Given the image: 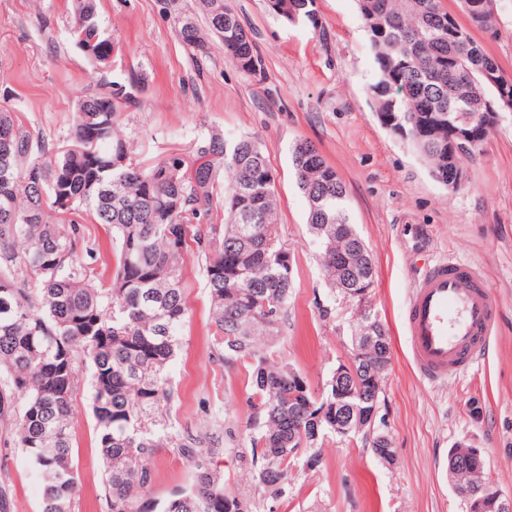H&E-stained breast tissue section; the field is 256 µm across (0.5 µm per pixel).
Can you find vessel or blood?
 Masks as SVG:
<instances>
[{
    "label": "vessel or blood",
    "instance_id": "1",
    "mask_svg": "<svg viewBox=\"0 0 512 512\" xmlns=\"http://www.w3.org/2000/svg\"><path fill=\"white\" fill-rule=\"evenodd\" d=\"M498 315L492 292L462 262L429 265L405 307L408 350L418 373L445 381L473 362Z\"/></svg>",
    "mask_w": 512,
    "mask_h": 512
}]
</instances>
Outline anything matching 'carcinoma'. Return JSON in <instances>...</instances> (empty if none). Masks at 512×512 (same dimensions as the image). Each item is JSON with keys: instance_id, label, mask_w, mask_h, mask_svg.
Masks as SVG:
<instances>
[{"instance_id": "obj_1", "label": "carcinoma", "mask_w": 512, "mask_h": 512, "mask_svg": "<svg viewBox=\"0 0 512 512\" xmlns=\"http://www.w3.org/2000/svg\"><path fill=\"white\" fill-rule=\"evenodd\" d=\"M159 12L193 56L210 52V37L234 65L249 74L263 64L250 32L226 0H157ZM308 0H284L285 22H306ZM369 35L374 111L392 112L409 127L423 114L440 118L431 136L410 142L429 169L448 167V122L465 106L498 97L483 70L499 66L473 37L451 39L441 0H357ZM76 45L107 55L96 0H73ZM497 0H489L479 29L496 33ZM143 79L120 84L100 77L76 105L70 144L34 134L0 106V419L16 432L15 447L27 474L41 484L39 512H71L77 481L72 462L71 418L77 359L92 371V410L98 450L105 461L108 512H254L211 470L193 458L190 483L164 501L147 497L148 460L163 438L154 414L171 397L166 368L180 347L189 308L184 263L202 261L216 348L224 363L249 373L253 426L249 461L258 490L286 493L295 459L288 437L302 426L310 446L332 431L336 379L322 399L320 418L300 390L298 369L273 358L287 310L292 278L288 247L278 232L275 179L259 141L218 130L195 142L189 157L166 156L143 167L130 156L121 131L123 106L135 101ZM292 164L308 205L310 233L322 250L331 287L342 273L362 282L366 266L355 246L368 249L350 222L347 190L336 169L308 141L295 145ZM224 223H215L218 190ZM112 226L115 266L100 282L86 258L82 220ZM368 363L391 357L390 338L353 336ZM484 497L479 477L461 491Z\"/></svg>"}]
</instances>
